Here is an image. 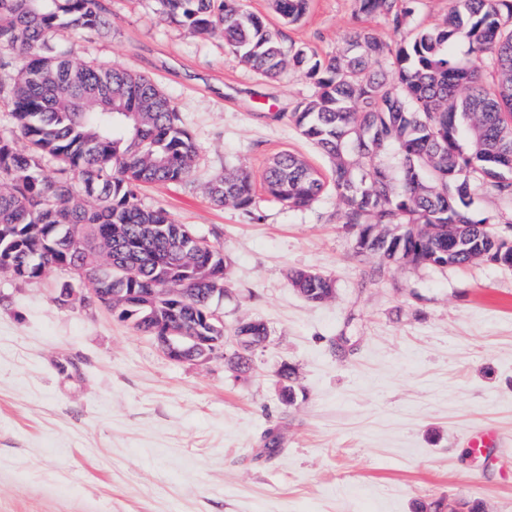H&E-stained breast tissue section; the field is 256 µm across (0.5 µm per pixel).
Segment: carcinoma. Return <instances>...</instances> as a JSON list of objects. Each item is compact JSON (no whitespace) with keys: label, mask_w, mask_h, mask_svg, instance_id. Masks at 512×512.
<instances>
[{"label":"carcinoma","mask_w":512,"mask_h":512,"mask_svg":"<svg viewBox=\"0 0 512 512\" xmlns=\"http://www.w3.org/2000/svg\"><path fill=\"white\" fill-rule=\"evenodd\" d=\"M157 2L167 23L221 37L267 78L289 66L306 70L313 93L291 118L328 157V175L285 150L266 166L262 185L283 206L303 208L331 183L338 223L353 232L357 253L379 259L371 277L401 262L512 268V237L490 232L491 218L471 208L487 187L512 201V0H451L442 23L417 27L395 46L365 33L324 58L285 45L240 0ZM357 3V16H380L396 32L416 7V0ZM272 4L296 23L309 0ZM111 25L109 0H0V93L10 98L14 119L0 134V271L29 282L57 265L95 288H180L186 300L175 308L127 306L117 316L145 336L165 329L220 336L212 300L229 282L230 260L137 195L143 185L189 177L197 156L192 137L150 80L77 58L55 41L61 32L93 37ZM459 38L486 69L455 58L450 46ZM14 59L21 67L11 71ZM388 61L390 75L379 71ZM387 150L398 159V184L382 160ZM49 161L56 165L51 174L44 171ZM207 195L246 210L254 203L252 175H219ZM289 278L312 303L335 290L334 280L315 270L296 269ZM233 335L263 345L268 328L246 320ZM252 357L233 349L225 360L245 374ZM277 378L282 401L294 403L296 368L282 364ZM281 447L280 433L266 430L260 454L273 458Z\"/></svg>","instance_id":"obj_1"}]
</instances>
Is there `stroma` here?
<instances>
[{"label": "stroma", "instance_id": "35a3bbf8", "mask_svg": "<svg viewBox=\"0 0 512 512\" xmlns=\"http://www.w3.org/2000/svg\"><path fill=\"white\" fill-rule=\"evenodd\" d=\"M285 42L326 57L350 36H399L356 0H311L297 24L271 0H243ZM112 29L67 35L77 57L148 77L197 146L188 179L144 187L145 206L213 240L231 261L214 305L225 331L263 321L269 340L239 374L223 360L176 363L97 304L58 305L66 271L23 283L0 273V512H414L419 501H478L512 512V270L399 264L372 278L326 190L290 209L257 191L249 210L214 205L227 169L254 182L290 150L328 159L290 119L311 91L303 70L270 79L220 37L163 21L156 0H110ZM332 276L314 304L291 270ZM293 364L298 399L276 372ZM278 429L282 451L260 457ZM495 440L469 453V434Z\"/></svg>", "mask_w": 512, "mask_h": 512}]
</instances>
